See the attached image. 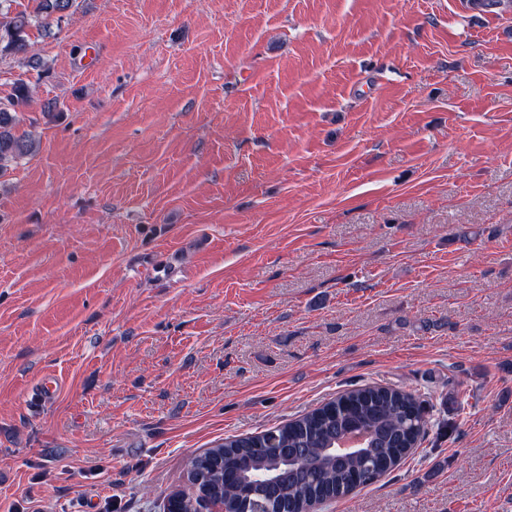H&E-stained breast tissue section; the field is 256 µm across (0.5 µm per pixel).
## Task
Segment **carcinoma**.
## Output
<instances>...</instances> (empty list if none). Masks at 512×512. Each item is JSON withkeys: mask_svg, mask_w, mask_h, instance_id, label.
<instances>
[{"mask_svg": "<svg viewBox=\"0 0 512 512\" xmlns=\"http://www.w3.org/2000/svg\"><path fill=\"white\" fill-rule=\"evenodd\" d=\"M15 0H0V55H25L26 30L73 0H38L31 12H14ZM30 86L20 79L13 97L0 105V171L34 153L38 142L20 131V112ZM428 406L401 388L364 384L263 433L228 436L193 456L186 488L167 496L172 512H199L200 500L221 498L227 512H308L346 497L394 470L418 447L430 425ZM367 436L364 455L334 452L346 432Z\"/></svg>", "mask_w": 512, "mask_h": 512, "instance_id": "1", "label": "carcinoma"}]
</instances>
